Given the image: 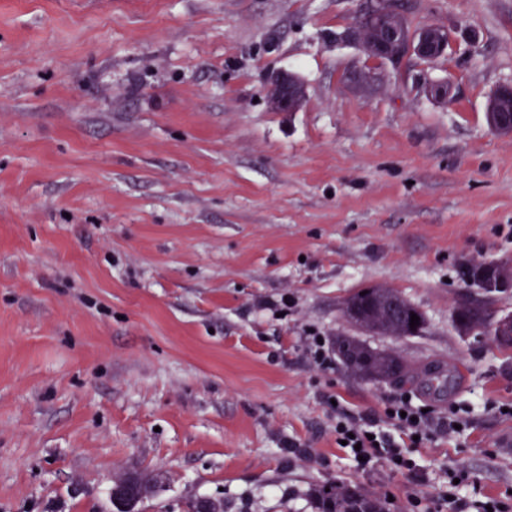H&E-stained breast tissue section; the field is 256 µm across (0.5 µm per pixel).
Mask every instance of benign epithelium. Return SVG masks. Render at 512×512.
Instances as JSON below:
<instances>
[{
  "instance_id": "obj_1",
  "label": "benign epithelium",
  "mask_w": 512,
  "mask_h": 512,
  "mask_svg": "<svg viewBox=\"0 0 512 512\" xmlns=\"http://www.w3.org/2000/svg\"><path fill=\"white\" fill-rule=\"evenodd\" d=\"M401 15L399 0H381L368 4L354 23L349 27L347 38L357 43L363 39L364 24L375 16L394 19ZM457 45L456 39L448 31L438 27H424L416 34H410L402 25L391 22L385 25L381 35L361 44L367 55L364 77L373 78L377 70L386 65L403 68L410 64L424 67L442 57L452 54ZM424 78L427 93L435 100L448 102V85ZM277 105L283 111L291 112L301 105L306 97L305 86L293 77L277 79ZM491 124L501 131L512 134V119L503 117L512 114V84L498 88L491 97L487 108Z\"/></svg>"
}]
</instances>
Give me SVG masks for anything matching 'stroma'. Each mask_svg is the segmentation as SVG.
Instances as JSON below:
<instances>
[{"label":"stroma","instance_id":"1","mask_svg":"<svg viewBox=\"0 0 512 512\" xmlns=\"http://www.w3.org/2000/svg\"><path fill=\"white\" fill-rule=\"evenodd\" d=\"M411 29L459 51L359 89L343 34L365 0H0V512H114L120 475L162 484L137 512H305L309 484L352 483L396 512L512 503V354L459 335L461 264L512 262V135L486 120L512 82V0H403ZM307 89L278 110L274 75ZM398 289L410 337L357 332L356 290ZM358 336L411 374L317 371L305 334ZM454 439L419 473L358 468L340 396L380 417L401 395ZM419 506H412L411 498ZM448 477V490L443 493V499L446 507L448 504V512H461L459 509L462 508V501L459 497L460 488L468 482V475L461 470L450 469L447 473ZM458 478L459 483L454 484V479ZM449 496H453V499H449Z\"/></svg>","mask_w":512,"mask_h":512}]
</instances>
